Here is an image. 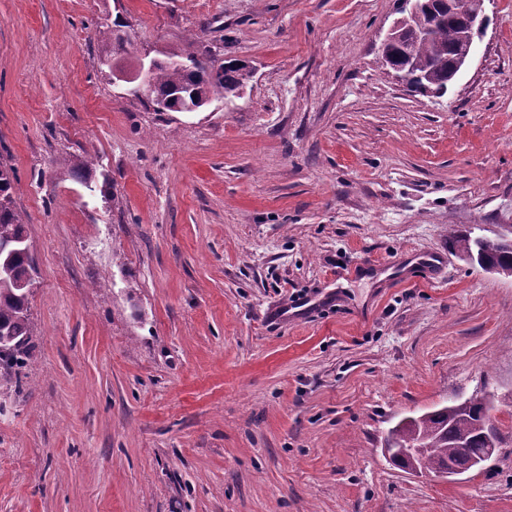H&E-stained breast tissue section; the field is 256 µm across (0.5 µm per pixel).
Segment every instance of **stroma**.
Segmentation results:
<instances>
[{"label": "stroma", "mask_w": 512, "mask_h": 512, "mask_svg": "<svg viewBox=\"0 0 512 512\" xmlns=\"http://www.w3.org/2000/svg\"><path fill=\"white\" fill-rule=\"evenodd\" d=\"M401 7L0 0V159L37 264L0 512H512V278L448 244L512 224V0L441 97L383 63ZM190 42L247 66L240 95L158 112L105 74ZM420 259L432 280L397 282ZM482 387L490 469L383 454Z\"/></svg>", "instance_id": "stroma-1"}]
</instances>
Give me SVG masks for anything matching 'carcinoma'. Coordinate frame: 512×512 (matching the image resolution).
I'll use <instances>...</instances> for the list:
<instances>
[{"mask_svg":"<svg viewBox=\"0 0 512 512\" xmlns=\"http://www.w3.org/2000/svg\"><path fill=\"white\" fill-rule=\"evenodd\" d=\"M415 24L429 27L432 36L427 40L409 42L403 38L382 49V55L396 64L411 57L418 73L429 75L428 86L411 79L408 84L422 92L430 87L440 94L448 90V76L454 69L455 48L467 34L464 21L443 3H434L415 18ZM251 75L238 63L214 64L205 54L187 47L173 51L149 76L152 93L172 97L171 111L177 112L192 102L196 92L219 100L244 87ZM14 169L0 160V248L5 246L10 257L0 256V337L10 343L0 352V380L20 382L23 369L32 356L29 297L31 288L23 285L31 271L34 259L26 239L24 215L14 204L12 195ZM453 246L464 255L483 256L488 262L503 269H512V242L489 241L469 229L452 238ZM494 395L481 389L464 400V406L455 404L425 412L409 421L400 420L388 430L386 441L395 448L422 447L424 452L418 466L436 473L460 459L468 451L477 454L485 447L489 426L484 411L493 404Z\"/></svg>","mask_w":512,"mask_h":512,"instance_id":"cac0c4a2","label":"carcinoma"}]
</instances>
